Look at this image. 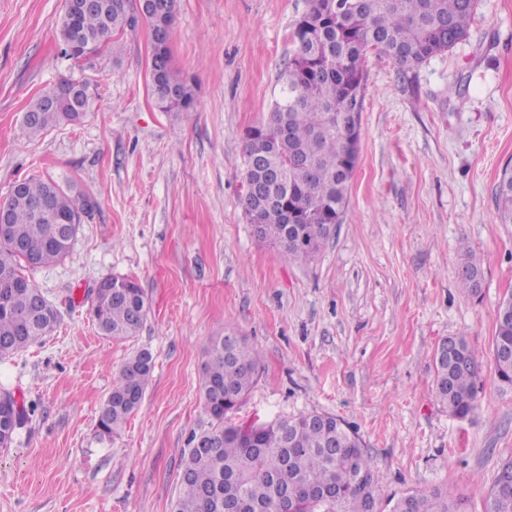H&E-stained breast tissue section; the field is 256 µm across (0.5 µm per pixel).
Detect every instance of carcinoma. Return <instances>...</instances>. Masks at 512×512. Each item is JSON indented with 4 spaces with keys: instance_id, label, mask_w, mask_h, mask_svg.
<instances>
[{
    "instance_id": "cac0c4a2",
    "label": "carcinoma",
    "mask_w": 512,
    "mask_h": 512,
    "mask_svg": "<svg viewBox=\"0 0 512 512\" xmlns=\"http://www.w3.org/2000/svg\"><path fill=\"white\" fill-rule=\"evenodd\" d=\"M65 0L60 37L62 55L80 60L116 46L136 26L133 0H101L96 9ZM479 0H308L298 20L300 41L284 72L282 95L267 118L244 137L247 164L243 206L260 238L288 261H306L341 223L357 166L347 113L363 101L364 62L371 50L402 68L416 67L451 50L469 36ZM149 25L173 30L176 0ZM160 63L157 82L173 96H157L162 112L195 106L191 85L172 66L170 46L152 43ZM98 84L62 75L28 106L22 129L29 139L53 127L77 124L95 106ZM499 223L512 224V168L496 183ZM90 195L52 179L30 177L0 199L9 223L0 226V360L49 335L59 322L54 306L26 276L29 268L64 259L84 220L97 209ZM299 214L287 222L286 210ZM71 222L64 233L60 219ZM459 284L481 290L479 261L463 253ZM147 303L132 279L106 276L93 290L90 316L99 333L113 340L134 337ZM454 360L435 357L436 393L448 411L469 417L478 407L481 363L462 336L454 337ZM512 346V296L497 309L493 347ZM259 354L241 336L212 338L203 363L200 392L209 428L192 434L184 455L174 512H226L231 501L241 512H367L378 501L379 475L361 437L332 415L307 413L269 423L236 425L227 414L249 392ZM152 354L143 349L120 367L98 415V435L112 439L138 410L149 385ZM498 387L512 391V357L494 359ZM26 407L0 391V448H9L28 419ZM462 503L446 487L400 497L390 512H461ZM485 512H512V488L494 483Z\"/></svg>"
}]
</instances>
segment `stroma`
I'll list each match as a JSON object with an SVG mask.
<instances>
[{
  "label": "stroma",
  "mask_w": 512,
  "mask_h": 512,
  "mask_svg": "<svg viewBox=\"0 0 512 512\" xmlns=\"http://www.w3.org/2000/svg\"><path fill=\"white\" fill-rule=\"evenodd\" d=\"M64 0H0V197L37 175L96 198L61 262L30 271L60 320L0 362V387L35 405L0 448V512H173L191 433L208 428L199 372L212 337L261 353L236 423L328 413L352 425L382 500L437 486L484 512L512 459V392L494 380L496 313L512 295V224L493 192L512 160V0H481L467 40L410 70L370 55L349 203L318 253L284 261L242 206L243 140L278 97L307 0H178L171 54L195 93L162 112L150 92L145 20L120 54L74 62L60 50ZM63 74L98 83L78 125L21 129ZM481 264L458 285L460 248ZM142 288L136 336H101L89 314L102 277ZM465 336L483 367L478 407L451 416L435 352ZM154 357L139 409L97 435L122 362ZM459 284L468 293L476 295L481 290L482 273L479 261L468 251L462 254Z\"/></svg>",
  "instance_id": "stroma-1"
}]
</instances>
